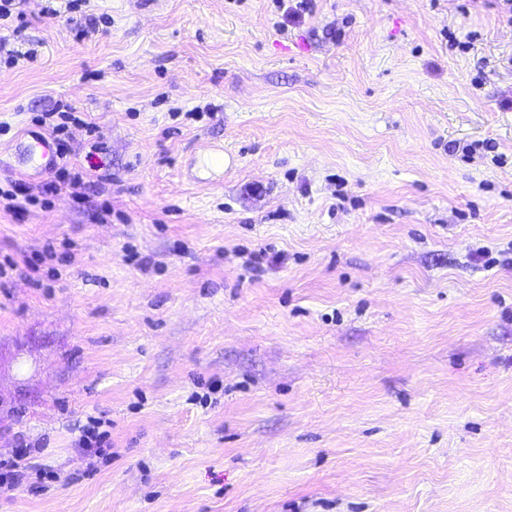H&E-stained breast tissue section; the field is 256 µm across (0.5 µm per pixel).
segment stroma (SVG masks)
Returning <instances> with one entry per match:
<instances>
[{
    "label": "stroma",
    "mask_w": 512,
    "mask_h": 512,
    "mask_svg": "<svg viewBox=\"0 0 512 512\" xmlns=\"http://www.w3.org/2000/svg\"><path fill=\"white\" fill-rule=\"evenodd\" d=\"M21 8L0 188L40 199L0 209V460L27 450L0 512H512L495 0ZM63 105L77 197L22 160Z\"/></svg>",
    "instance_id": "1"
}]
</instances>
